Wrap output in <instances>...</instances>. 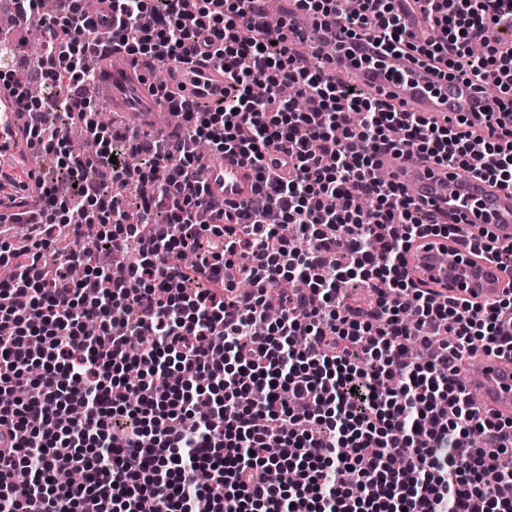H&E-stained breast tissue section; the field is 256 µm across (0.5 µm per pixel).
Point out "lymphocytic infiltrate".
<instances>
[{"label": "lymphocytic infiltrate", "instance_id": "1", "mask_svg": "<svg viewBox=\"0 0 512 512\" xmlns=\"http://www.w3.org/2000/svg\"><path fill=\"white\" fill-rule=\"evenodd\" d=\"M10 2L40 33L42 79L66 86L23 137L72 188L58 195L31 167L36 206L0 196V224L28 231L22 250L0 240V512H512V419L481 412L459 380L476 351L512 355V291L486 308L419 287L413 242L457 229L377 175L385 156H415L512 189V47L499 37L512 0H417L432 35L411 45L396 0H358L352 14L300 0L450 72L482 45L469 74L493 80L501 109L478 123H430L349 91L267 25L259 0H101L93 15L70 0L48 16L39 0ZM99 26L150 67L191 49L222 57L223 105L167 98L184 126L161 141L97 124L78 90ZM77 115L92 155L68 149ZM198 141L251 161L253 210L202 203ZM272 150L287 172L265 167ZM96 196L112 224L100 244L137 263L92 266L73 250L48 275L45 253ZM128 198L145 225L126 223ZM183 251L192 266L172 261ZM294 278L306 292L276 293ZM351 282L369 304L350 302ZM274 470L293 482H271Z\"/></svg>", "mask_w": 512, "mask_h": 512}]
</instances>
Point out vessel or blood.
<instances>
[{"label": "vessel or blood", "instance_id": "vessel-or-blood-1", "mask_svg": "<svg viewBox=\"0 0 512 512\" xmlns=\"http://www.w3.org/2000/svg\"><path fill=\"white\" fill-rule=\"evenodd\" d=\"M278 12L288 25L290 41L307 46L335 75L337 81L382 94L418 115L445 122L458 114L495 112V98L474 80L458 76L439 78L435 71L413 62L402 53H386L375 39L353 33L339 19L312 17L296 0H276ZM100 65L92 79L97 98L109 109L126 115L132 127L157 129L156 114L163 96L157 82L107 40L91 39ZM176 78L170 89L212 106L224 98V62L216 57L185 56L172 63ZM389 176L401 185L421 210L435 222L454 224L470 240L512 242V189L501 188L458 175L430 162L387 157ZM203 178L209 198L243 210L253 206L256 182L251 167L239 156L228 154L205 167ZM414 280L460 300L483 307L494 305L512 286V268L487 255L471 252L459 242L424 238L416 240L407 255ZM476 370L467 372L465 388L477 395L483 411L512 418V360L479 353Z\"/></svg>", "mask_w": 512, "mask_h": 512}]
</instances>
